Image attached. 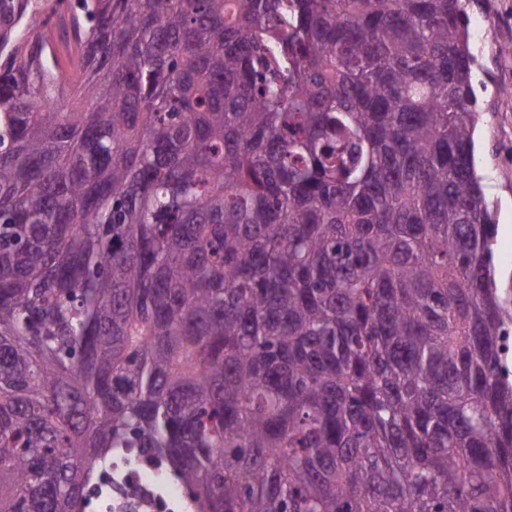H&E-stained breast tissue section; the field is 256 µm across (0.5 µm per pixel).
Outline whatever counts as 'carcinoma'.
<instances>
[{
    "mask_svg": "<svg viewBox=\"0 0 512 512\" xmlns=\"http://www.w3.org/2000/svg\"><path fill=\"white\" fill-rule=\"evenodd\" d=\"M14 2L0 512H512L470 0H74L66 74ZM187 502V493L170 482L165 471L137 465L130 478L123 472H116L99 480L85 511L109 510L112 507L116 512H167L186 508Z\"/></svg>",
    "mask_w": 512,
    "mask_h": 512,
    "instance_id": "carcinoma-1",
    "label": "carcinoma"
}]
</instances>
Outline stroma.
Instances as JSON below:
<instances>
[{"mask_svg":"<svg viewBox=\"0 0 512 512\" xmlns=\"http://www.w3.org/2000/svg\"><path fill=\"white\" fill-rule=\"evenodd\" d=\"M470 17L484 21L474 48V77L483 110L477 126L475 161L496 225L493 264L500 287L512 289V0H471Z\"/></svg>","mask_w":512,"mask_h":512,"instance_id":"obj_1","label":"stroma"}]
</instances>
